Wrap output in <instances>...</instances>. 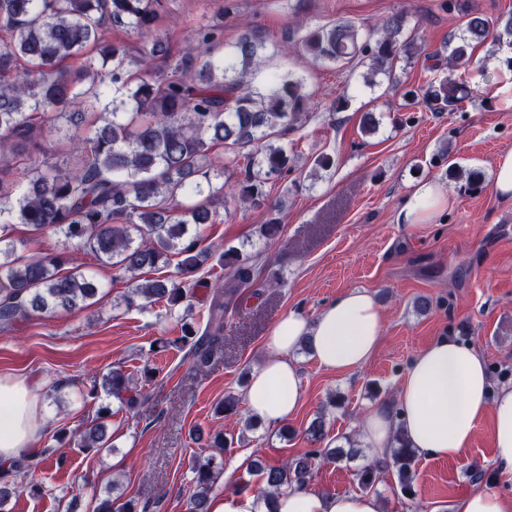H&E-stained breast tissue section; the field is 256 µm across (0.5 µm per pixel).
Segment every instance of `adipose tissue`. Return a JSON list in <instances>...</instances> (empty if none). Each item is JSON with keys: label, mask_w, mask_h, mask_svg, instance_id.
Returning <instances> with one entry per match:
<instances>
[{"label": "adipose tissue", "mask_w": 512, "mask_h": 512, "mask_svg": "<svg viewBox=\"0 0 512 512\" xmlns=\"http://www.w3.org/2000/svg\"><path fill=\"white\" fill-rule=\"evenodd\" d=\"M455 195L444 184L425 179L415 184L401 206L398 223L427 224L452 208ZM383 313L363 288L338 295L315 319L292 310L270 328V354L250 377L245 402L252 416L270 425L284 423L300 405V371L292 357L308 341L318 365L339 374L365 366L381 343ZM492 422L495 464L512 475V387L489 391L483 355L473 345L439 337L423 348L402 377L395 405L378 404L361 420L370 459L383 458L395 425H402L412 447L429 458L455 460L470 447L484 420ZM34 382L0 377V463L39 457L36 446ZM209 512H381L369 494L328 495L312 487H293L267 498L259 491H228L211 501Z\"/></svg>", "instance_id": "adipose-tissue-1"}]
</instances>
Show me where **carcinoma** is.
<instances>
[{
    "label": "carcinoma",
    "mask_w": 512,
    "mask_h": 512,
    "mask_svg": "<svg viewBox=\"0 0 512 512\" xmlns=\"http://www.w3.org/2000/svg\"><path fill=\"white\" fill-rule=\"evenodd\" d=\"M158 5L160 0H0V29L6 35L0 48V154L18 159L22 175L18 183L9 171H0L1 325L35 313L89 307L100 290L95 277L77 266L61 273L69 262L62 254L23 255L12 236L14 224L60 233L118 274L158 270L172 257H181L180 279H146L124 296L127 307L141 309L164 299L171 313L191 297L193 276L208 259L201 234H188V225L198 228L211 220L213 201L224 197V185L216 183L224 173L239 172L229 190L232 197L250 208L269 210L260 236L271 240L281 231L265 185L270 176L283 177L291 170L282 139L301 123L313 94L293 74L271 72L264 89L252 86L245 76L263 64V42L251 34L219 54L220 29L210 25L198 27L171 72L155 74L154 61L167 54L166 37L155 30ZM448 10L457 11L462 20L460 32L448 39L449 66L472 67L475 48L490 38L499 46L505 34L512 45V17L503 24L491 22L470 0H453ZM410 22L411 15L399 10L366 32L336 21L309 27L289 43L295 52L318 61L349 63L359 55L368 59L362 78L371 87L379 74L397 81L394 62L409 64L419 56L406 33ZM112 26L151 37L136 45L112 43L104 34ZM499 26L503 34L491 36ZM84 55L85 68L71 73L66 62ZM476 63L486 68V61ZM467 91L464 82L432 79L406 91L405 98L421 96L451 112ZM70 107L74 118L99 112L107 124L96 136L80 141L58 123ZM50 138L67 143L74 166L51 160L46 150ZM218 144L224 145V162L212 171L209 152ZM179 198L186 203L175 211L171 203ZM224 268V283L212 294L203 331L187 324L176 339L189 347L199 367L209 364L224 335L226 313L239 305L241 289L261 273L256 257L236 247L224 250ZM101 390L129 409L140 403L139 393L119 370L92 379L85 396L96 399ZM110 415V407H101L98 423L81 435L82 448L111 447L104 422ZM343 439L347 450L314 447L281 463L253 461L262 492L274 496L307 485L322 463L357 457L353 435ZM393 443L389 457L356 471L360 490H373L390 471L400 492L414 495L418 452L401 425L394 429ZM214 460L197 457L191 463L190 512H208L222 472ZM41 464L23 457L0 467V512L16 492H39L33 475ZM92 512L141 510L132 499L120 503L115 498L96 504Z\"/></svg>",
    "instance_id": "cac0c4a2"
}]
</instances>
